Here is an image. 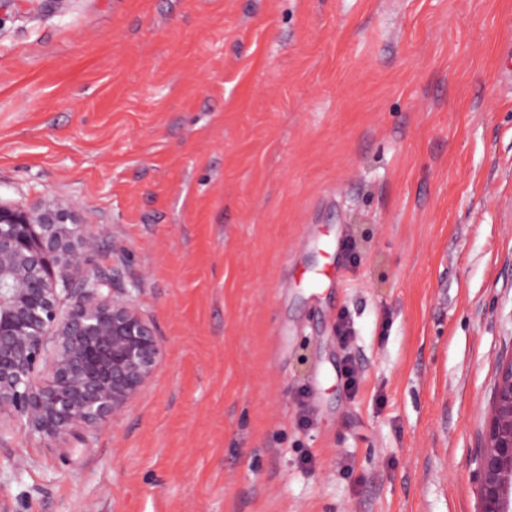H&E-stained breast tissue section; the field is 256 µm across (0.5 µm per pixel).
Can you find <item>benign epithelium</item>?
I'll list each match as a JSON object with an SVG mask.
<instances>
[{
  "instance_id": "obj_1",
  "label": "benign epithelium",
  "mask_w": 512,
  "mask_h": 512,
  "mask_svg": "<svg viewBox=\"0 0 512 512\" xmlns=\"http://www.w3.org/2000/svg\"><path fill=\"white\" fill-rule=\"evenodd\" d=\"M73 210L0 200V422L13 423V434L86 444L141 395L163 347L131 295L88 267L107 228L74 219ZM50 345V377L40 382ZM476 465L480 512H509L512 358L499 367Z\"/></svg>"
}]
</instances>
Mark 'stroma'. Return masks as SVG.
Listing matches in <instances>:
<instances>
[{
  "label": "stroma",
  "mask_w": 512,
  "mask_h": 512,
  "mask_svg": "<svg viewBox=\"0 0 512 512\" xmlns=\"http://www.w3.org/2000/svg\"><path fill=\"white\" fill-rule=\"evenodd\" d=\"M0 199L108 225L164 348L88 444L0 445L9 512H479L512 0H0Z\"/></svg>",
  "instance_id": "35a3bbf8"
}]
</instances>
